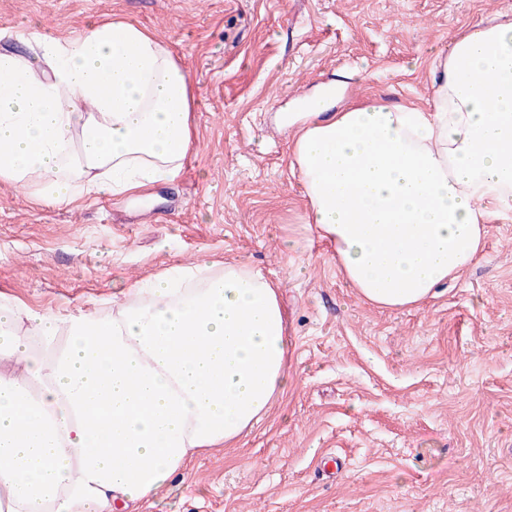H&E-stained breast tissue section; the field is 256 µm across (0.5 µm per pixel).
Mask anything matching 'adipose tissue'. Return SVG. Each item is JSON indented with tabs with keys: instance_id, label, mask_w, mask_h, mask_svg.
<instances>
[{
	"instance_id": "ef3b65f1",
	"label": "adipose tissue",
	"mask_w": 512,
	"mask_h": 512,
	"mask_svg": "<svg viewBox=\"0 0 512 512\" xmlns=\"http://www.w3.org/2000/svg\"><path fill=\"white\" fill-rule=\"evenodd\" d=\"M0 52V181L61 207L179 175L192 87L151 30L114 19ZM427 108L374 99L284 119L304 222L363 300L414 307L512 210V21L433 60ZM293 383L279 291L258 269L175 266L107 309L0 296V512H113L239 441Z\"/></svg>"
}]
</instances>
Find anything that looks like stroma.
Returning <instances> with one entry per match:
<instances>
[{
    "instance_id": "1",
    "label": "stroma",
    "mask_w": 512,
    "mask_h": 512,
    "mask_svg": "<svg viewBox=\"0 0 512 512\" xmlns=\"http://www.w3.org/2000/svg\"><path fill=\"white\" fill-rule=\"evenodd\" d=\"M512 0H0V51L108 19L153 31L194 92L182 172L69 207L0 183V293L93 308L173 265L249 263L279 282L296 374L239 443L137 512H512V212L422 306L381 309L303 222L277 121L336 81L343 105L424 107L431 62ZM343 464L328 475L326 454Z\"/></svg>"
}]
</instances>
